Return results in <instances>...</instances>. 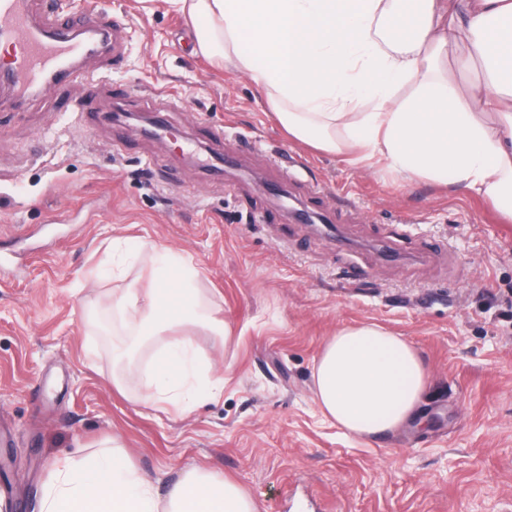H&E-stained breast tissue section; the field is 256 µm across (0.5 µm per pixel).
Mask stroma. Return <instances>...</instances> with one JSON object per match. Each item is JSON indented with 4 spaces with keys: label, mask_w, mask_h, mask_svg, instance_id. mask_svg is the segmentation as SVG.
Instances as JSON below:
<instances>
[{
    "label": "stroma",
    "mask_w": 512,
    "mask_h": 512,
    "mask_svg": "<svg viewBox=\"0 0 512 512\" xmlns=\"http://www.w3.org/2000/svg\"><path fill=\"white\" fill-rule=\"evenodd\" d=\"M48 5L124 17L127 51L117 69L82 61L102 81L84 110L0 99V512H39L54 460L106 439L159 490L198 469L234 481L258 512H512V222L452 186L289 139L167 0ZM165 94L156 135L121 120ZM116 239L197 268L204 304L231 330L193 332L224 375L219 399L185 414L142 403L161 336L114 388L129 335L112 298L152 286L131 256L102 276ZM358 324L405 339L430 373L416 419L377 438L345 435L313 400L328 338Z\"/></svg>",
    "instance_id": "stroma-1"
}]
</instances>
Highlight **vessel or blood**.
Here are the masks:
<instances>
[{
	"mask_svg": "<svg viewBox=\"0 0 512 512\" xmlns=\"http://www.w3.org/2000/svg\"><path fill=\"white\" fill-rule=\"evenodd\" d=\"M99 37L95 51L105 61L119 64L126 54L125 27L114 18L79 17L61 21L40 0H0V43L14 45L18 55L6 74L18 102L33 93H54L61 109H69L61 92L77 77L76 65L88 51L85 33Z\"/></svg>",
	"mask_w": 512,
	"mask_h": 512,
	"instance_id": "obj_1",
	"label": "vessel or blood"
}]
</instances>
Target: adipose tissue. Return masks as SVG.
I'll return each instance as SVG.
<instances>
[{"mask_svg":"<svg viewBox=\"0 0 512 512\" xmlns=\"http://www.w3.org/2000/svg\"><path fill=\"white\" fill-rule=\"evenodd\" d=\"M196 26L209 59L230 62L264 93L278 122L296 140L354 165L384 159L404 179L452 182L512 218V0H168ZM467 44L459 70L481 66L468 94L444 78L448 47ZM409 97H401L405 86ZM134 252L154 286H130L112 307L136 335L172 327L181 335L159 348L146 373L150 403L189 409L219 396L223 378L198 356L190 334L206 326L196 268L179 254L143 244ZM428 370L402 337L375 324L337 330L314 371L322 413L355 437L409 423ZM113 440L80 460L59 461L43 484L39 512H257L226 478L191 471L166 494L145 481Z\"/></svg>","mask_w":512,"mask_h":512,"instance_id":"obj_1","label":"adipose tissue"}]
</instances>
